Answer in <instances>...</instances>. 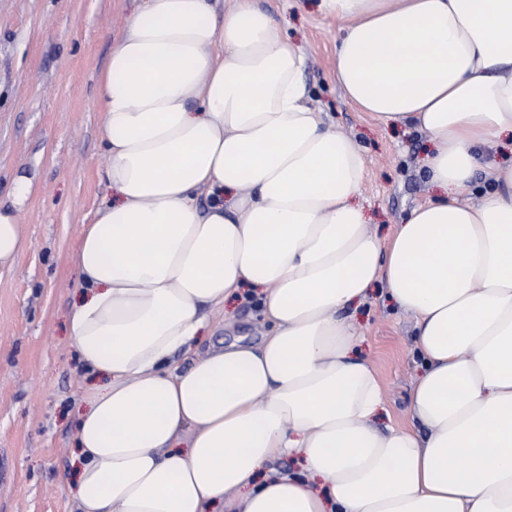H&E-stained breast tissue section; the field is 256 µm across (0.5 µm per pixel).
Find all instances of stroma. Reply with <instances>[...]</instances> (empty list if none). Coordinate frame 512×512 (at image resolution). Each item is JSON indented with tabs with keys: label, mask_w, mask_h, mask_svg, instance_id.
Here are the masks:
<instances>
[{
	"label": "stroma",
	"mask_w": 512,
	"mask_h": 512,
	"mask_svg": "<svg viewBox=\"0 0 512 512\" xmlns=\"http://www.w3.org/2000/svg\"><path fill=\"white\" fill-rule=\"evenodd\" d=\"M258 4L302 46L304 77L327 120L364 150L361 199L371 229L389 237L431 193L421 166L427 136L381 126L343 97L334 57L344 21L321 15L317 0ZM140 7V0H0V201H8L16 174L38 183L19 213L28 245L0 268V512H73V408L88 385L68 338L74 253L106 194L98 77ZM353 322L392 421L404 423L416 375L411 317L375 290ZM263 329L260 300L241 293L211 324L217 340Z\"/></svg>",
	"instance_id": "obj_1"
}]
</instances>
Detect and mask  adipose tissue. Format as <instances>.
Wrapping results in <instances>:
<instances>
[{
  "instance_id": "obj_1",
  "label": "adipose tissue",
  "mask_w": 512,
  "mask_h": 512,
  "mask_svg": "<svg viewBox=\"0 0 512 512\" xmlns=\"http://www.w3.org/2000/svg\"><path fill=\"white\" fill-rule=\"evenodd\" d=\"M319 10L347 22L346 99L428 136L435 194L382 242L365 153L325 125L280 21L144 0L98 79L109 196L74 259L69 338L93 379L76 512H512V163L480 152L512 141V0ZM36 188L16 175L0 203V264ZM379 284L415 320L403 425L352 327ZM244 287L268 330L199 354L209 308ZM290 456L298 475H266Z\"/></svg>"
}]
</instances>
